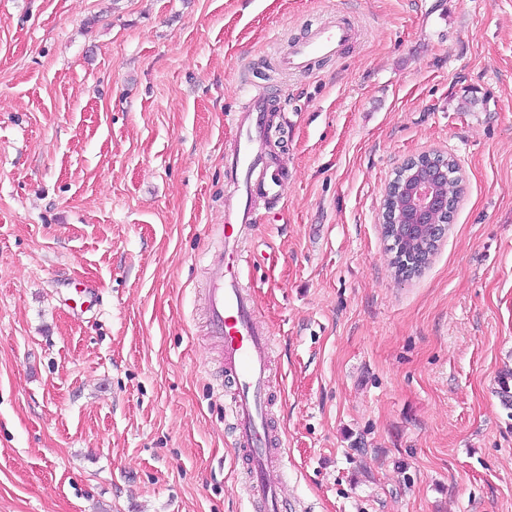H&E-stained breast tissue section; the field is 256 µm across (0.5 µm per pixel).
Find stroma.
Segmentation results:
<instances>
[{
    "label": "stroma",
    "mask_w": 512,
    "mask_h": 512,
    "mask_svg": "<svg viewBox=\"0 0 512 512\" xmlns=\"http://www.w3.org/2000/svg\"><path fill=\"white\" fill-rule=\"evenodd\" d=\"M335 15L336 59L276 67ZM256 94L288 191L245 278L293 502L512 512V0H0V512H252L202 256ZM423 152L465 194L402 279L379 215Z\"/></svg>",
    "instance_id": "35a3bbf8"
}]
</instances>
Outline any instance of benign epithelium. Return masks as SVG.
Segmentation results:
<instances>
[{
	"mask_svg": "<svg viewBox=\"0 0 512 512\" xmlns=\"http://www.w3.org/2000/svg\"><path fill=\"white\" fill-rule=\"evenodd\" d=\"M402 163L398 171L405 174L392 199L390 217L396 236L406 242L445 236L448 226L437 223V217L448 214V197L438 191L439 182L447 176L440 165L417 166L406 170Z\"/></svg>",
	"mask_w": 512,
	"mask_h": 512,
	"instance_id": "1",
	"label": "benign epithelium"
}]
</instances>
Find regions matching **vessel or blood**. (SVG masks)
I'll use <instances>...</instances> for the list:
<instances>
[{
  "label": "vessel or blood",
  "instance_id": "b4317fda",
  "mask_svg": "<svg viewBox=\"0 0 512 512\" xmlns=\"http://www.w3.org/2000/svg\"><path fill=\"white\" fill-rule=\"evenodd\" d=\"M354 36V28L344 23L317 27L280 53L278 66L287 73L305 72L316 59L336 56ZM267 112L263 98L255 97L231 115L234 135L225 154L230 193L206 261V303L210 328L223 343L224 378L233 389L224 414L247 461L245 493L254 512H282L288 497L274 472L267 411L273 342L257 318L255 295L244 284L247 257L241 247L244 235L263 219L254 198L274 206L286 190L277 160L262 149Z\"/></svg>",
  "mask_w": 512,
  "mask_h": 512
}]
</instances>
